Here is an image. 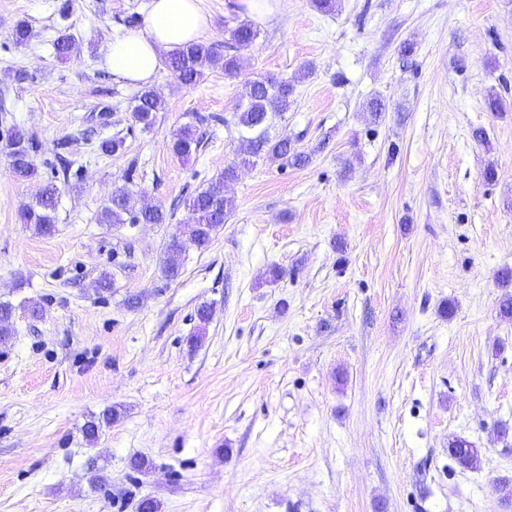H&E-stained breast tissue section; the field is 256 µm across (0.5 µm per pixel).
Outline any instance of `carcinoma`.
Segmentation results:
<instances>
[{
    "label": "carcinoma",
    "mask_w": 512,
    "mask_h": 512,
    "mask_svg": "<svg viewBox=\"0 0 512 512\" xmlns=\"http://www.w3.org/2000/svg\"><path fill=\"white\" fill-rule=\"evenodd\" d=\"M225 33L228 35V49L251 45L258 36L257 30L247 20H239L235 25L225 27ZM54 47L57 57L62 60H67L79 52L78 43L65 30L59 31ZM217 65L223 68L227 77L238 74L239 61L236 56L226 53L219 58L213 47L203 42L196 41L178 47L168 54L166 60L168 70L187 87L198 84L205 72ZM293 93V83L272 77L259 78L247 88L246 102L240 104L235 113L239 129L237 155L240 161L224 167L206 186L187 198L186 206L194 219L192 223L183 225L167 245L168 257L162 265L165 279L175 280L180 276L178 256L182 252L191 247L198 251L207 249L224 228L225 219L235 208L234 199L224 193V185L236 180L239 166L250 165L259 158L278 161L283 167H300L309 162V156L298 151L288 136L272 133L275 122L284 119L290 109ZM164 108L163 99L153 89L144 88L135 96L131 112L142 128L149 129L154 124L156 114ZM200 143L196 127L185 124L174 133L171 151L179 158H187L197 151ZM4 151L11 159L12 172L17 178L29 180L37 176V168L31 159L34 144L25 130L12 127L10 136L5 140ZM58 198L57 185L52 182L44 184L35 198L21 207L19 220L32 227L40 236H53L57 231ZM132 200V194L126 188L113 190L98 214V223L114 227L120 224H168L172 220V216L161 206L143 204L136 209L132 206ZM13 310L11 303L0 302V344L8 343L13 334ZM120 417L121 412L112 408L91 418L84 425V437L87 441L94 442L102 427L111 425ZM448 455L466 469H477L481 462L479 449L461 437L449 443Z\"/></svg>",
    "instance_id": "1"
}]
</instances>
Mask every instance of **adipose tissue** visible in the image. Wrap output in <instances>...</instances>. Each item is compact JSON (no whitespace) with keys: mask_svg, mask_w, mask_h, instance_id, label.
Wrapping results in <instances>:
<instances>
[{"mask_svg":"<svg viewBox=\"0 0 512 512\" xmlns=\"http://www.w3.org/2000/svg\"><path fill=\"white\" fill-rule=\"evenodd\" d=\"M209 25L200 0H150L144 27L115 36L106 64L117 80L152 83L165 53L197 41Z\"/></svg>","mask_w":512,"mask_h":512,"instance_id":"adipose-tissue-1","label":"adipose tissue"}]
</instances>
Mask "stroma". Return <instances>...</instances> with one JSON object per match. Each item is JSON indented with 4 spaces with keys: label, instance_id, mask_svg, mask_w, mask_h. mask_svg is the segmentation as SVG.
<instances>
[{
    "label": "stroma",
    "instance_id": "obj_1",
    "mask_svg": "<svg viewBox=\"0 0 512 512\" xmlns=\"http://www.w3.org/2000/svg\"><path fill=\"white\" fill-rule=\"evenodd\" d=\"M149 3L0 0V129L28 130L38 169L18 180L0 152V300L15 307L0 512H135L146 497L161 512H512V320L498 313L512 294L498 279L512 269V0H340L330 14L281 0L236 49L239 77L190 88L160 68L165 110L145 130L137 86L105 54ZM63 28L80 45L66 61ZM259 75L293 81L275 130L312 161L241 168L223 230L165 280L184 201L236 160L234 114ZM494 93L505 111H488ZM187 123L202 141L181 159L170 141ZM116 136L123 150L103 155ZM50 179L57 231L43 237L18 211ZM118 187L171 223H98ZM111 407L121 419L88 443L84 423ZM456 436L479 470L449 458Z\"/></svg>",
    "mask_w": 512,
    "mask_h": 512
}]
</instances>
